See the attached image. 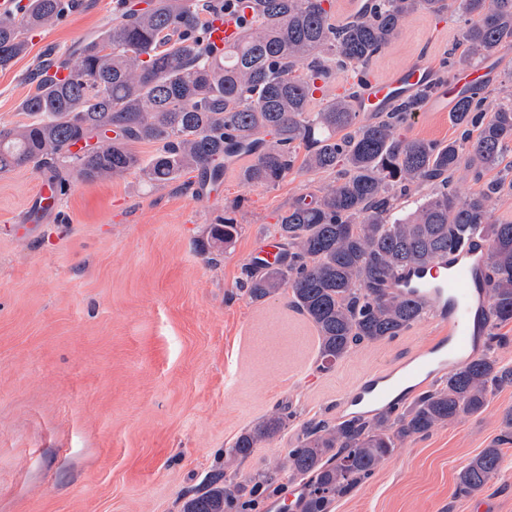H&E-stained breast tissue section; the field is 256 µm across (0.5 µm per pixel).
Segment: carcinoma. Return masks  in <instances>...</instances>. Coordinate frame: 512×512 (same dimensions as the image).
<instances>
[{
    "instance_id": "carcinoma-1",
    "label": "carcinoma",
    "mask_w": 512,
    "mask_h": 512,
    "mask_svg": "<svg viewBox=\"0 0 512 512\" xmlns=\"http://www.w3.org/2000/svg\"><path fill=\"white\" fill-rule=\"evenodd\" d=\"M251 2L241 40L218 54L207 31L228 0H147L138 9L116 0L112 25L96 38L65 56L40 58L35 88L19 103L29 121L0 128V173L46 172L64 191L71 179L93 182L133 171L158 187L193 171L218 182L224 170L215 162L234 155L254 158L245 183L271 185L294 168L302 147L301 168L334 172L336 184L289 204L276 224L280 260L245 268L243 286L254 302L291 290L292 306L317 332L318 368L328 370L353 346L392 339L418 321L423 310L394 294L385 279L476 233L488 240L489 344L498 343V326L512 322V222L495 224L490 212L504 181L462 199L454 176L469 155L496 168L512 152V98L491 99L476 86L463 92L453 110L461 136L447 143L400 133L428 90L364 124L353 100L369 64L416 11L439 15L453 8L465 18V55L450 52L445 61L452 72L477 66L512 40V0H365L341 24L333 22L332 0ZM76 7L77 0H17L12 11L0 12V69L28 53L30 33ZM338 73L344 93L312 110L314 93ZM87 138L95 144L84 151ZM138 143L157 149L144 160ZM428 184L435 192L404 212L401 199ZM239 229L233 217L218 218L209 246L231 245ZM506 385H512L511 367L487 354L473 357L400 414L304 424L275 469L306 479L300 512H330L404 441L481 412L492 391ZM287 419L274 414L243 431L224 450L225 467L275 439ZM507 444L512 407L500 435L457 474V492L481 491ZM275 480L268 472L231 485L224 473H213L183 512L251 510Z\"/></svg>"
}]
</instances>
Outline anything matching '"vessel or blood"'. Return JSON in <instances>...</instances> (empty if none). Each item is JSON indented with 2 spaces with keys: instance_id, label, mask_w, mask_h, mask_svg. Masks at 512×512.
Segmentation results:
<instances>
[{
  "instance_id": "vessel-or-blood-1",
  "label": "vessel or blood",
  "mask_w": 512,
  "mask_h": 512,
  "mask_svg": "<svg viewBox=\"0 0 512 512\" xmlns=\"http://www.w3.org/2000/svg\"><path fill=\"white\" fill-rule=\"evenodd\" d=\"M249 6L226 10L210 26L209 40L218 48L236 43L242 36ZM484 67L457 72L432 98L430 112L446 114L457 95L487 78ZM434 71L425 63L398 66L384 77L365 80L356 101L360 113L387 111L397 101L413 96L433 84ZM487 241L472 235L465 244L449 248L425 265L395 273L389 286L394 292L422 306L437 323L447 325V336L424 345L406 364L362 378L351 390L348 403L359 411L389 400L394 387H409L422 376H431L469 360L480 348L483 336L477 331V316L488 311L489 296L481 281Z\"/></svg>"
}]
</instances>
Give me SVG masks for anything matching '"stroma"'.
I'll use <instances>...</instances> for the list:
<instances>
[{"label": "stroma", "mask_w": 512, "mask_h": 512, "mask_svg": "<svg viewBox=\"0 0 512 512\" xmlns=\"http://www.w3.org/2000/svg\"><path fill=\"white\" fill-rule=\"evenodd\" d=\"M113 5L79 0L31 35L29 53L0 70V128L25 122L18 104L39 57L107 28ZM464 49L456 14L420 11L370 73L419 55L438 71ZM245 165L225 167L212 198L195 173L164 187L132 172L73 180L43 215L34 206L45 173L0 174V512H181L207 474L222 469L235 483L273 470L304 423L344 416L361 377L446 335L426 316L318 371L316 330L290 291L255 303L241 283L279 214L335 176L296 169L248 185ZM224 213L238 237L223 253L203 251ZM508 407L512 386L482 412L405 441L331 512H512V445L483 491L455 493L459 470L499 436ZM275 412L289 416L281 436L225 468V448Z\"/></svg>", "instance_id": "stroma-1"}]
</instances>
